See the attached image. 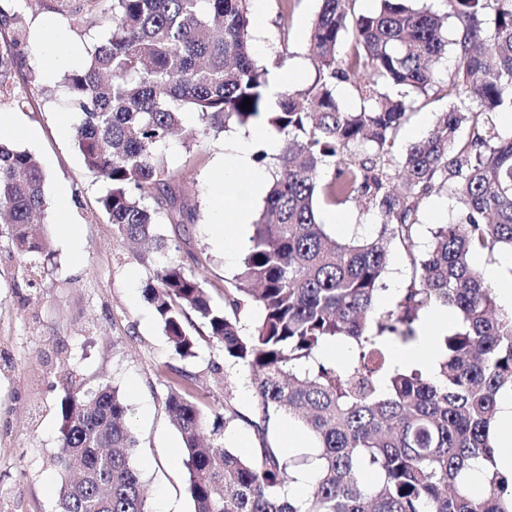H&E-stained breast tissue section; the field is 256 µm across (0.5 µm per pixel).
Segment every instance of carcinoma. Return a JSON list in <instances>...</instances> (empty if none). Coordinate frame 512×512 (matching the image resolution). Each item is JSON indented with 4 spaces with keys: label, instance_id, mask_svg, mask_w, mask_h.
Listing matches in <instances>:
<instances>
[{
    "label": "carcinoma",
    "instance_id": "cac0c4a2",
    "mask_svg": "<svg viewBox=\"0 0 512 512\" xmlns=\"http://www.w3.org/2000/svg\"><path fill=\"white\" fill-rule=\"evenodd\" d=\"M310 28L316 76L275 100L269 71L251 45L248 0H55L70 22L103 6L109 29L87 66L65 75L79 114L74 145L109 188L100 207L121 238L146 246L154 264L142 286L175 359L195 356L196 317L224 362L248 378L257 400L260 446L243 457L224 447L230 419L209 420L194 376L175 364L166 408L181 437L194 512H512V473L495 465L490 432L497 403L512 394V310L475 264L479 253L512 250V0H445L440 15L416 0H380L370 13L355 0H320ZM16 39L0 38V94L16 66ZM453 55L448 105L405 153L395 141L419 95L436 84L433 64ZM355 88L344 107L336 84ZM252 100L247 109L244 99ZM199 126L189 142L229 125L263 121L282 146L255 161L270 173L265 204L224 303L173 256L177 241L159 225L194 220L159 147ZM46 175L26 151L0 143V252L24 272L47 269L51 240L30 230L47 209ZM451 184L463 217L443 224L430 249L415 252L419 202ZM358 200L377 223L371 237L336 239L318 222V201ZM400 244L413 275L393 304L378 309L387 243ZM259 310L244 334L237 315ZM453 309L462 326L443 337L428 375L403 369L390 345L419 339L425 313ZM345 340L352 361L319 359ZM119 388H68L60 402L61 474L56 512H149L134 465L138 441ZM298 421L317 451L296 457L272 444L266 423ZM477 459L491 468L485 494L464 476ZM309 465L313 493L293 502L288 484ZM374 481L366 484L362 473Z\"/></svg>",
    "mask_w": 512,
    "mask_h": 512
}]
</instances>
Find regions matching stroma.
I'll list each match as a JSON object with an SVG mask.
<instances>
[{"label": "stroma", "instance_id": "obj_1", "mask_svg": "<svg viewBox=\"0 0 512 512\" xmlns=\"http://www.w3.org/2000/svg\"><path fill=\"white\" fill-rule=\"evenodd\" d=\"M8 4L15 5L22 23L19 72L10 96L0 99V114L10 116L13 127L0 133V140L29 152L46 174L48 208L39 230L51 236L55 255L52 270L36 289L27 287L17 263L0 265V512H54L61 477L51 458L60 446L59 405L71 373L85 386L107 382L122 393L139 441L134 464L150 512H159L166 502L176 503L180 512H193L181 438L165 406L173 380L168 369L172 351L142 295L153 268L116 238L98 205L104 177L85 167L72 134L60 129L61 117L73 124L79 120L65 105L61 77L87 64L89 49L104 40L106 29L96 10L84 11L72 25L55 13L53 0H0V6ZM319 6L320 0L262 4L269 36L265 46L255 47L254 56L271 74L299 72V88L315 77L309 28ZM46 25L54 28L65 55L61 75L54 79L46 78L39 64L43 42L38 32ZM241 132L233 125L188 148L176 137L164 149L181 197L195 215L177 257L218 303L239 264L225 260L216 240L213 184ZM317 212L347 219L346 227H326L339 238L377 229L353 199L333 207L318 205ZM460 213L451 186L422 199L417 252H425L436 228L457 221ZM217 363L222 366L218 373L213 370ZM183 366L196 376L195 396L204 409L230 416L226 446L250 455L259 438L251 425L256 401L244 375L225 365L218 347L205 342Z\"/></svg>", "mask_w": 512, "mask_h": 512}]
</instances>
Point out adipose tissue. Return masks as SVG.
<instances>
[{
  "instance_id": "1",
  "label": "adipose tissue",
  "mask_w": 512,
  "mask_h": 512,
  "mask_svg": "<svg viewBox=\"0 0 512 512\" xmlns=\"http://www.w3.org/2000/svg\"><path fill=\"white\" fill-rule=\"evenodd\" d=\"M268 153L279 150L277 140L271 138L265 125L258 124L240 137L224 157V164L214 184L216 230L224 243L225 258H234L244 245L245 224L249 222V208L239 201L233 187L239 179H247L252 198L264 192L270 175L252 159L255 149ZM431 323L420 339L409 346H397L393 356L408 364H415L427 371H434L442 352L437 343L448 331L451 315L447 310L431 312ZM498 421L491 430V440L496 449L495 461L499 470L512 472V395L503 394L498 402Z\"/></svg>"
}]
</instances>
